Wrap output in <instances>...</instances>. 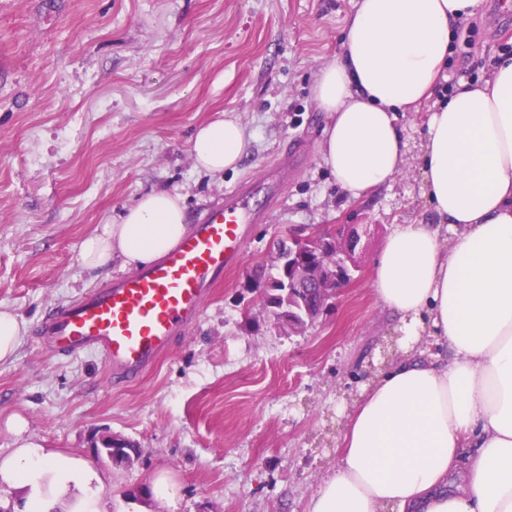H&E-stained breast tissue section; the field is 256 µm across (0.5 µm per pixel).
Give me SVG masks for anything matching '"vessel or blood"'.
I'll list each match as a JSON object with an SVG mask.
<instances>
[{"mask_svg": "<svg viewBox=\"0 0 512 512\" xmlns=\"http://www.w3.org/2000/svg\"><path fill=\"white\" fill-rule=\"evenodd\" d=\"M281 169L225 192L192 232L156 262L52 309L34 328L53 356L100 352L116 389L140 381L199 322L206 301L237 265L248 225L280 202Z\"/></svg>", "mask_w": 512, "mask_h": 512, "instance_id": "vessel-or-blood-1", "label": "vessel or blood"}]
</instances>
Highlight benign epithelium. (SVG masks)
Wrapping results in <instances>:
<instances>
[{
  "instance_id": "7a95c632",
  "label": "benign epithelium",
  "mask_w": 512,
  "mask_h": 512,
  "mask_svg": "<svg viewBox=\"0 0 512 512\" xmlns=\"http://www.w3.org/2000/svg\"><path fill=\"white\" fill-rule=\"evenodd\" d=\"M318 236V232L311 230L307 233L293 231L291 237L295 238L297 247L295 252L281 259L283 273L285 275V287L296 288L302 282L319 286V291L324 298L333 299L348 284L349 276L346 271L350 268H357L355 258L356 238L348 233L346 235L336 234V265L330 268H323L314 271L316 264L304 254L307 242Z\"/></svg>"
}]
</instances>
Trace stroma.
Listing matches in <instances>:
<instances>
[{
    "mask_svg": "<svg viewBox=\"0 0 512 512\" xmlns=\"http://www.w3.org/2000/svg\"><path fill=\"white\" fill-rule=\"evenodd\" d=\"M498 0L469 19L468 53L453 51L448 82L483 79L512 45ZM356 0H0V308L33 326L121 273L90 270L85 238L119 222L154 190L182 195L188 220L226 191L284 164L281 201L250 225L241 259L200 323L140 382L112 389L100 356L60 361L31 336L0 363V457L6 423L64 459L89 462L102 512H306L339 459L344 409L380 368L396 334L371 273L395 225L431 219L418 162L425 110L403 112L408 162L360 201L341 197L318 157L327 123L313 99ZM231 114L251 137L235 171L194 165L203 123ZM285 165V164H284ZM367 224L354 281L304 333L245 322V283L288 230ZM136 444L132 463L96 454L101 436ZM179 487L176 503L155 489Z\"/></svg>",
    "mask_w": 512,
    "mask_h": 512,
    "instance_id": "obj_1",
    "label": "stroma"
}]
</instances>
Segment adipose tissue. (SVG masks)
Masks as SVG:
<instances>
[{"label":"adipose tissue","mask_w":512,"mask_h":512,"mask_svg":"<svg viewBox=\"0 0 512 512\" xmlns=\"http://www.w3.org/2000/svg\"><path fill=\"white\" fill-rule=\"evenodd\" d=\"M483 2L358 0L340 53L317 73L314 96L328 114L319 154L349 200L402 170L398 115L430 104L419 160L434 218L396 225L383 243L372 287L398 319L399 357L363 387L336 469L306 512H512V56L435 95L455 27ZM249 145L239 122L220 118L197 129L192 154L215 176ZM188 231L181 196L153 191L88 236L81 262L138 269ZM431 337L451 358L425 350ZM8 429L17 439L0 458V483L62 477L30 512H99L94 498L70 494L94 478L89 463L61 462L22 438L20 420Z\"/></svg>","instance_id":"adipose-tissue-1"}]
</instances>
